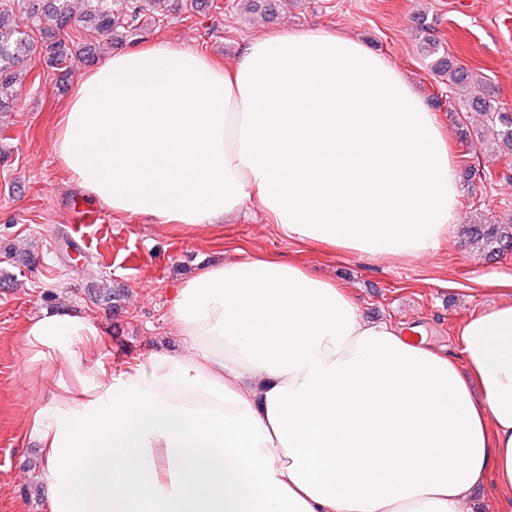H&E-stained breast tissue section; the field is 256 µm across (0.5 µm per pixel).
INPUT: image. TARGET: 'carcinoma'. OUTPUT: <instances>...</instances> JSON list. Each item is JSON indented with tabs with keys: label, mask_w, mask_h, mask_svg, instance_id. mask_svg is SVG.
Returning a JSON list of instances; mask_svg holds the SVG:
<instances>
[{
	"label": "carcinoma",
	"mask_w": 512,
	"mask_h": 512,
	"mask_svg": "<svg viewBox=\"0 0 512 512\" xmlns=\"http://www.w3.org/2000/svg\"><path fill=\"white\" fill-rule=\"evenodd\" d=\"M84 12L75 15L72 0H0V111L13 108L23 80L13 67L15 61L37 46L46 65L56 74V88L62 92L77 64L90 65L97 58L96 46L86 38L92 32L114 44L123 45L137 38L143 30L142 19L157 13L163 0H83ZM209 0H172L170 11L186 14L201 12ZM424 33L421 53L429 59L434 79L449 90L464 91L460 107L454 109L461 137L468 139L466 113L484 117L487 137L480 138L481 148H493L512 154V109L494 96L484 77L458 65L432 27L421 21ZM466 234L483 244L491 255L512 248V217L472 224Z\"/></svg>",
	"instance_id": "obj_1"
}]
</instances>
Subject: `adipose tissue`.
Here are the masks:
<instances>
[{
    "label": "adipose tissue",
    "instance_id": "adipose-tissue-1",
    "mask_svg": "<svg viewBox=\"0 0 512 512\" xmlns=\"http://www.w3.org/2000/svg\"><path fill=\"white\" fill-rule=\"evenodd\" d=\"M68 178L113 214L193 230L252 206L367 261L447 240L459 184L435 112L385 57L319 28L229 66L163 40L85 73ZM435 348L303 266L216 260L181 282L183 348L107 360L59 309L22 327L47 512H512V279Z\"/></svg>",
    "mask_w": 512,
    "mask_h": 512
}]
</instances>
